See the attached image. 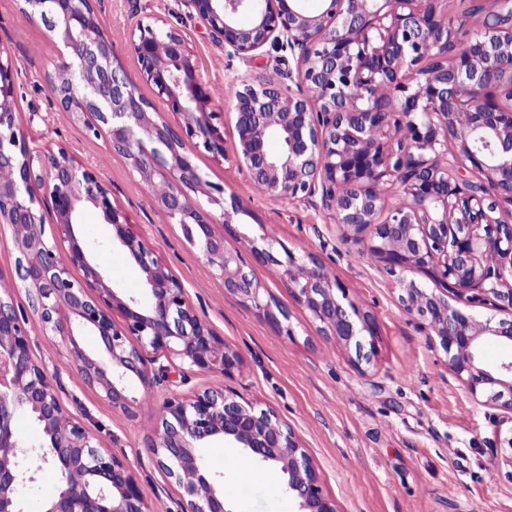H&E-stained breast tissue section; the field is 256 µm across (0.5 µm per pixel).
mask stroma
<instances>
[{"instance_id": "35a3bbf8", "label": "stroma", "mask_w": 512, "mask_h": 512, "mask_svg": "<svg viewBox=\"0 0 512 512\" xmlns=\"http://www.w3.org/2000/svg\"><path fill=\"white\" fill-rule=\"evenodd\" d=\"M23 5V0H0V47L14 63L26 141L37 150L66 145L83 165L99 169L135 232L182 280L200 314L244 361L242 373L228 381L194 373L188 383L156 389L131 417L77 380L61 337L44 336L32 326L35 357L59 373L68 399L86 409L87 424L103 445L127 461L153 512L177 510V494L150 452V423L162 400L171 391L187 395L223 384L272 408L303 439L338 512H512V469L502 468L494 477L488 473L492 457L512 455V426L496 425L494 408L471 399L455 380H444V356L402 312L398 288L366 255L340 240L332 218L303 202L261 196L233 157L216 158L195 148L193 160L206 179L248 209L236 227L239 249L246 252L250 240L268 234L296 255L314 254L350 298L375 315L377 355L368 364L318 336L275 269L247 252L248 270L290 310L294 336L279 334L255 309L225 295L180 225L154 207L137 171L113 152L106 137L94 136L58 110L50 83L62 46L40 18L23 13ZM96 8L132 76L137 64L129 49L131 27L157 18L187 37L213 88L255 79L276 65L271 51L252 63L226 60L207 22L182 0H98ZM200 455L218 474L232 512H293L272 469L253 462L247 472H236L229 466L235 450L220 444Z\"/></svg>"}]
</instances>
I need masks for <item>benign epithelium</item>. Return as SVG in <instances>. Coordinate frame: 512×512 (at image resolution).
Listing matches in <instances>:
<instances>
[{
  "label": "benign epithelium",
  "mask_w": 512,
  "mask_h": 512,
  "mask_svg": "<svg viewBox=\"0 0 512 512\" xmlns=\"http://www.w3.org/2000/svg\"><path fill=\"white\" fill-rule=\"evenodd\" d=\"M96 0H26L55 33L61 56L52 92L60 111L129 160L141 182L160 188L152 202L181 226L224 285L279 332L295 335L291 314L245 269L228 246L242 201L206 180L190 142L225 156L214 125L215 94L187 39L173 29L137 23L130 47L141 81L173 120L151 111L112 49ZM208 21L229 59L255 61L269 47L281 66L270 78L234 84L235 156L251 184L272 200L303 201L332 216L342 241L361 246L401 290L402 311L446 355L447 372L512 423V355L489 365L488 345L512 352V10L503 0H474L448 16V0H182ZM0 48V227L16 252L11 288L28 309L0 293V512H25L22 486L33 467L51 464L59 487L41 512H152L129 465L101 446L70 409L56 377L34 356L29 316L45 336H61L78 379L114 409L136 415L146 396L176 371L241 373L240 353L195 309L187 289L130 228L126 213L95 168L68 150L40 152L20 129L13 63ZM281 151L266 147L270 131ZM454 150L448 151V143ZM397 190L398 201L388 202ZM96 209L112 244L143 274L146 301L111 286L98 253L75 233L82 211ZM68 243L60 255L45 234ZM271 236L251 242L254 258L277 268L316 332L359 362L377 353L378 321L348 299L347 288L314 255L277 248ZM82 272L76 276L74 271ZM425 274L433 288L412 278ZM509 318L477 319L448 295ZM101 342L91 354L77 337ZM42 429L35 448L15 423ZM153 463L179 495L180 512H230L216 476L197 449L221 441L273 468L294 512H337L311 455L269 408L222 387L167 396L152 421Z\"/></svg>",
  "instance_id": "7a95c632"
}]
</instances>
